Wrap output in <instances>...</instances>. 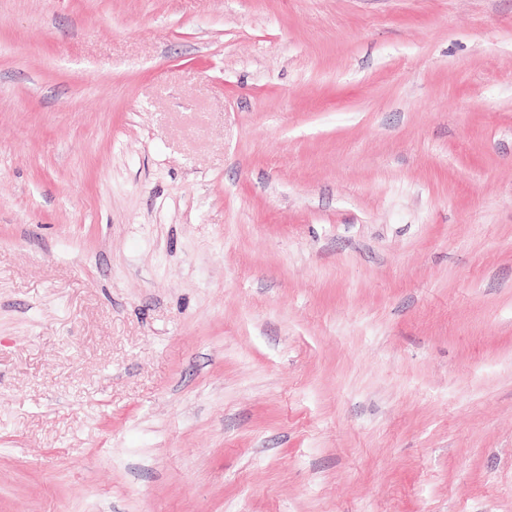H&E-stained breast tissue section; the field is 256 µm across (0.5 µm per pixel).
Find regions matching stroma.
Instances as JSON below:
<instances>
[{
    "mask_svg": "<svg viewBox=\"0 0 512 512\" xmlns=\"http://www.w3.org/2000/svg\"><path fill=\"white\" fill-rule=\"evenodd\" d=\"M0 512H512V0H0Z\"/></svg>",
    "mask_w": 512,
    "mask_h": 512,
    "instance_id": "1",
    "label": "stroma"
}]
</instances>
